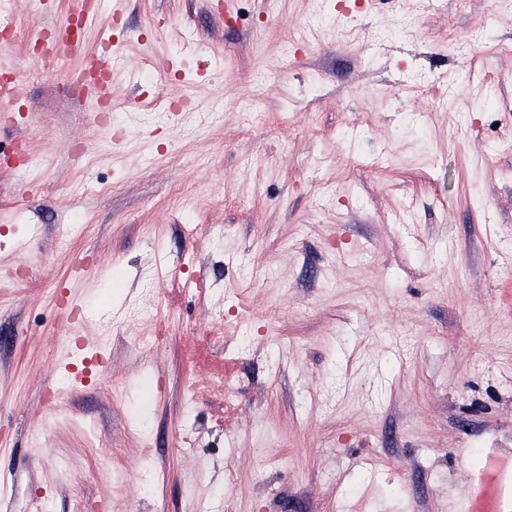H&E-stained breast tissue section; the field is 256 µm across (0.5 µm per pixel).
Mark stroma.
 <instances>
[{
    "mask_svg": "<svg viewBox=\"0 0 512 512\" xmlns=\"http://www.w3.org/2000/svg\"><path fill=\"white\" fill-rule=\"evenodd\" d=\"M6 4L0 500L512 512V0Z\"/></svg>",
    "mask_w": 512,
    "mask_h": 512,
    "instance_id": "35a3bbf8",
    "label": "stroma"
}]
</instances>
